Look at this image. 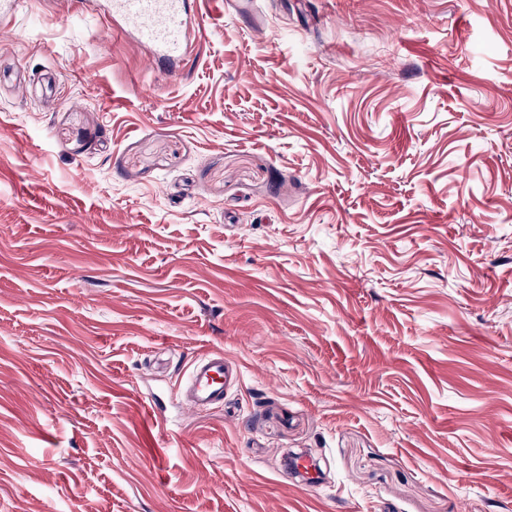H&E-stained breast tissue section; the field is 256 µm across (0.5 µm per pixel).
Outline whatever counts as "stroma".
Segmentation results:
<instances>
[{
  "label": "stroma",
  "mask_w": 512,
  "mask_h": 512,
  "mask_svg": "<svg viewBox=\"0 0 512 512\" xmlns=\"http://www.w3.org/2000/svg\"><path fill=\"white\" fill-rule=\"evenodd\" d=\"M256 8L0 26V512H512V0ZM206 0H99L113 21L130 36L152 49L153 59L180 67L182 41L193 27ZM240 377L241 372L224 358V353H208L189 367L184 400L190 407L223 405L224 394Z\"/></svg>",
  "instance_id": "obj_1"
}]
</instances>
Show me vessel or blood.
<instances>
[{
	"label": "vessel or blood",
	"instance_id": "1",
	"mask_svg": "<svg viewBox=\"0 0 512 512\" xmlns=\"http://www.w3.org/2000/svg\"><path fill=\"white\" fill-rule=\"evenodd\" d=\"M102 9L130 36L148 45L156 61L174 63L182 55V41L205 0H100ZM241 373L220 353H209L191 364L185 379L189 406L223 405Z\"/></svg>",
	"mask_w": 512,
	"mask_h": 512
}]
</instances>
